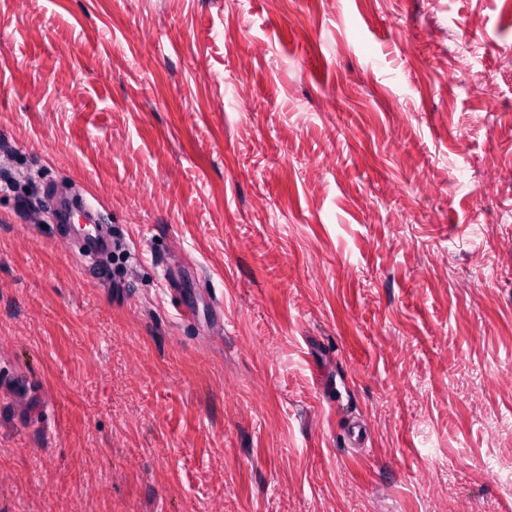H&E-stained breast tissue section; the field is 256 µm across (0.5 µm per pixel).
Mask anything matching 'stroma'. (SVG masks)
<instances>
[{"label":"stroma","instance_id":"1","mask_svg":"<svg viewBox=\"0 0 512 512\" xmlns=\"http://www.w3.org/2000/svg\"><path fill=\"white\" fill-rule=\"evenodd\" d=\"M8 178L0 512H512L504 0H0ZM78 210L68 201H60L54 210L55 222L67 233L73 242L74 251L86 263L94 265L96 255L108 251L112 248V237L107 233L98 220V209L91 202L80 209L83 215V223L90 230L89 234L81 231L74 223L73 215Z\"/></svg>","mask_w":512,"mask_h":512}]
</instances>
